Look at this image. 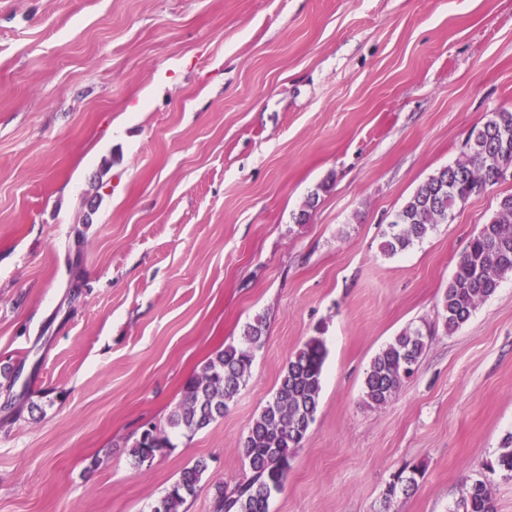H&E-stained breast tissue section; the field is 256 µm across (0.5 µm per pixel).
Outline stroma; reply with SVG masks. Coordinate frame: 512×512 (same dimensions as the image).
I'll return each instance as SVG.
<instances>
[{
  "mask_svg": "<svg viewBox=\"0 0 512 512\" xmlns=\"http://www.w3.org/2000/svg\"><path fill=\"white\" fill-rule=\"evenodd\" d=\"M512 110V0H0V512H213L288 357L327 351L270 512H449L512 433V276L441 300L512 176L381 250L417 186ZM266 318L222 419L137 467L185 382ZM428 330L383 406L373 357ZM410 494L382 506L403 469ZM171 441L165 427L163 429L152 426L145 429L136 443L132 446L130 455L134 464L142 466L147 461V457L156 455L164 448H170ZM206 469L203 461L184 468L165 494L154 502L150 512H182L187 499L195 495ZM422 470L418 467H413L409 470V474L403 476L404 472H401L390 482L382 493V502L384 506L390 503V501L402 493L404 495L414 491L418 485V478L422 477Z\"/></svg>",
  "mask_w": 512,
  "mask_h": 512,
  "instance_id": "1",
  "label": "stroma"
}]
</instances>
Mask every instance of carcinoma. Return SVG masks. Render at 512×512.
Returning <instances> with one entry per match:
<instances>
[{
  "label": "carcinoma",
  "mask_w": 512,
  "mask_h": 512,
  "mask_svg": "<svg viewBox=\"0 0 512 512\" xmlns=\"http://www.w3.org/2000/svg\"><path fill=\"white\" fill-rule=\"evenodd\" d=\"M465 148L462 158L429 176L406 200L384 233V253L395 255L423 240L437 225L448 223L454 210L471 196L498 183L502 170H512V110L494 113L481 128L471 131ZM508 275H512V195L500 198L493 215L459 256L442 300L445 329L453 331L465 324ZM265 333L266 323L258 317L244 327L242 344L218 350L185 383L180 402L168 416L167 429L153 426L141 433L130 451L134 464L142 466L148 456L171 447L168 431L193 434L224 417L250 378L255 351L263 346ZM424 348V334L418 327L396 336L366 371V399L377 406L387 404L411 376ZM325 359V344L317 336L288 357L272 400L242 440L247 473L232 485L216 487L213 512H269L271 498L283 489L295 451L302 447L314 421ZM486 468L512 477V433ZM206 469L203 461L184 468L150 512H182ZM420 477L422 470L417 467L406 476L398 474L383 491V504L414 491ZM452 512H495L493 481L473 480Z\"/></svg>",
  "instance_id": "obj_1"
}]
</instances>
